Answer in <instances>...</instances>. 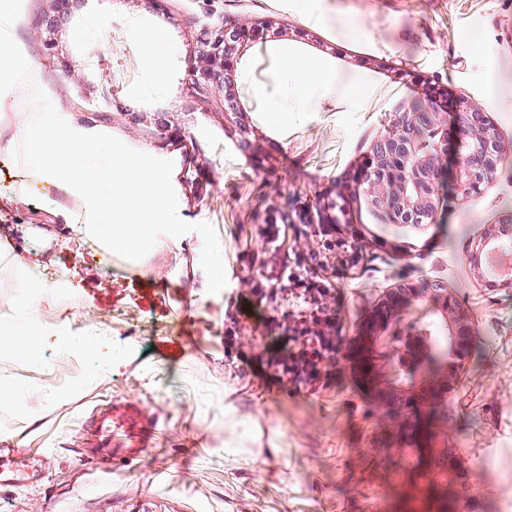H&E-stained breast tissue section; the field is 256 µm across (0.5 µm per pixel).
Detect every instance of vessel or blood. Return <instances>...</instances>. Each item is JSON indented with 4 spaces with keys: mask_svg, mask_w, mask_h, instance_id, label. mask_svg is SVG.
<instances>
[{
    "mask_svg": "<svg viewBox=\"0 0 512 512\" xmlns=\"http://www.w3.org/2000/svg\"><path fill=\"white\" fill-rule=\"evenodd\" d=\"M85 421L89 436L104 448L119 443L123 448L148 447L156 421L145 408L129 401H113L107 407L87 410ZM29 465L22 448H0V486L22 483Z\"/></svg>",
    "mask_w": 512,
    "mask_h": 512,
    "instance_id": "vessel-or-blood-1",
    "label": "vessel or blood"
}]
</instances>
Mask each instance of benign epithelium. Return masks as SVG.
Here are the masks:
<instances>
[{"instance_id":"7a95c632","label":"benign epithelium","mask_w":512,"mask_h":512,"mask_svg":"<svg viewBox=\"0 0 512 512\" xmlns=\"http://www.w3.org/2000/svg\"><path fill=\"white\" fill-rule=\"evenodd\" d=\"M230 44L224 31L210 34L198 50L203 66L193 71V82L229 79ZM456 119L427 99L395 116L394 132L380 136L367 161L351 177L356 188L370 197L387 224H433L440 204L439 187L450 178L470 199L494 179L503 164L501 141L486 110L467 101L453 108ZM432 141L422 147L424 131ZM512 254V218H503L493 232L466 254L469 265L480 269L492 254ZM414 301L428 304L443 323L442 343L448 350L449 373L434 384L426 375H415L397 384L378 379L379 368L392 359L386 353L393 343L403 310ZM473 329L467 313L440 284L430 288L402 285L388 291L371 311L365 335L356 340L362 386L375 401L389 409L417 408L437 394L450 391L457 374L471 357Z\"/></svg>"}]
</instances>
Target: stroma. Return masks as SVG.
Segmentation results:
<instances>
[{
    "label": "stroma",
    "instance_id": "stroma-1",
    "mask_svg": "<svg viewBox=\"0 0 512 512\" xmlns=\"http://www.w3.org/2000/svg\"><path fill=\"white\" fill-rule=\"evenodd\" d=\"M15 0L0 21V52L35 70L52 124L99 127L134 154L172 156L188 236L133 265L81 240L32 184L17 198L0 173V330L26 310L45 357L0 352V387L23 399L0 410V442L42 448L37 482L0 487V512H512V288L487 287L466 251L512 214V0ZM362 24L348 34L349 19ZM231 87L193 86L200 38L237 22ZM163 47L146 68L138 31ZM332 64L338 89L316 112L263 123L282 87L273 48ZM497 78L499 93L490 90ZM265 95H256V88ZM466 97L491 117L505 154L482 193L441 187L436 223H384L345 177L401 109L430 95ZM236 100L239 110L225 109ZM288 227L273 250L260 233ZM330 281L335 319L325 335L339 357L297 381L269 368L296 363L316 304L281 287L283 265ZM63 295L33 304L13 287L16 261ZM223 288L210 289L214 270ZM167 284L140 299L127 274ZM439 282L471 318L472 357L449 392L389 410L344 366L382 294ZM69 346L76 365L55 359ZM143 404L158 424L153 447L98 464L79 438L84 413L111 400ZM454 448L451 470L435 451Z\"/></svg>",
    "mask_w": 512,
    "mask_h": 512
}]
</instances>
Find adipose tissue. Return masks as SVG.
Wrapping results in <instances>:
<instances>
[{"instance_id":"ef3b65f1","label":"adipose tissue","mask_w":512,"mask_h":512,"mask_svg":"<svg viewBox=\"0 0 512 512\" xmlns=\"http://www.w3.org/2000/svg\"><path fill=\"white\" fill-rule=\"evenodd\" d=\"M279 54L283 95L265 114L274 129L287 124L289 111H318L336 88L331 66L285 48ZM44 128V117L32 110L0 137V160L11 166L18 195H27L31 183L43 184L45 201L55 202L65 224L129 261L177 244L183 226L169 163L133 155L123 141L75 125L64 127L57 149L48 152Z\"/></svg>"}]
</instances>
